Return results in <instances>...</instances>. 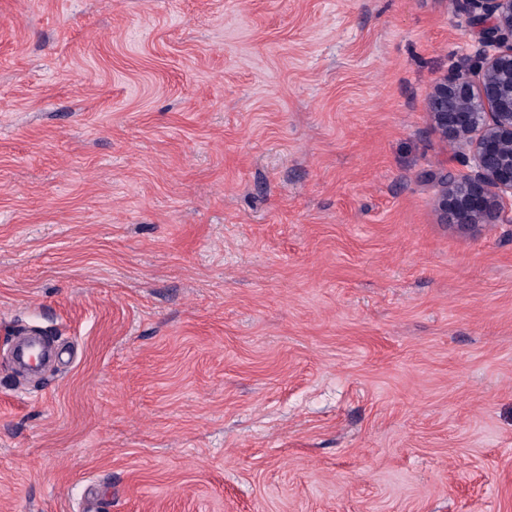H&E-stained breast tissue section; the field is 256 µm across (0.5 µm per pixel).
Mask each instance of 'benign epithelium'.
<instances>
[{"label": "benign epithelium", "mask_w": 512, "mask_h": 512, "mask_svg": "<svg viewBox=\"0 0 512 512\" xmlns=\"http://www.w3.org/2000/svg\"><path fill=\"white\" fill-rule=\"evenodd\" d=\"M480 42L478 80L460 69L440 78L427 101L429 117L451 148H469L471 171L443 181L437 205L444 222L512 223V0H459Z\"/></svg>", "instance_id": "benign-epithelium-1"}]
</instances>
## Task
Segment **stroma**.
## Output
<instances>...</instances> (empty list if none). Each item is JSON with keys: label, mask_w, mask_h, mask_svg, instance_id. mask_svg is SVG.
I'll use <instances>...</instances> for the list:
<instances>
[{"label": "stroma", "mask_w": 512, "mask_h": 512, "mask_svg": "<svg viewBox=\"0 0 512 512\" xmlns=\"http://www.w3.org/2000/svg\"><path fill=\"white\" fill-rule=\"evenodd\" d=\"M458 0H0V512H512V223L427 100Z\"/></svg>", "instance_id": "stroma-1"}]
</instances>
